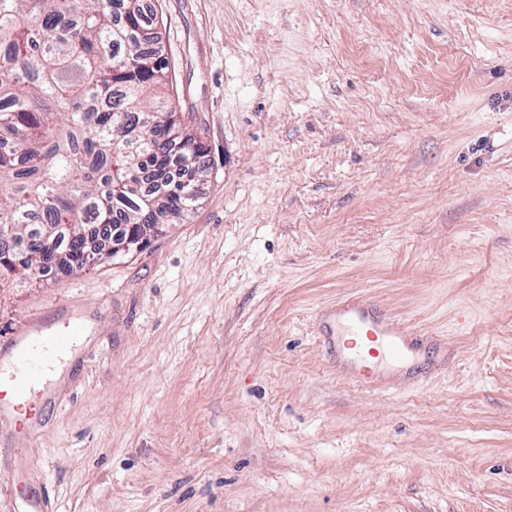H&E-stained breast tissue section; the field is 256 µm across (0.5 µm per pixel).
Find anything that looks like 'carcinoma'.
<instances>
[{
    "mask_svg": "<svg viewBox=\"0 0 512 512\" xmlns=\"http://www.w3.org/2000/svg\"><path fill=\"white\" fill-rule=\"evenodd\" d=\"M143 0H0V278L94 260L87 235L197 205L206 147L176 128Z\"/></svg>",
    "mask_w": 512,
    "mask_h": 512,
    "instance_id": "1",
    "label": "carcinoma"
}]
</instances>
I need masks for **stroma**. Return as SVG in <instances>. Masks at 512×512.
Listing matches in <instances>:
<instances>
[{
  "instance_id": "1",
  "label": "stroma",
  "mask_w": 512,
  "mask_h": 512,
  "mask_svg": "<svg viewBox=\"0 0 512 512\" xmlns=\"http://www.w3.org/2000/svg\"><path fill=\"white\" fill-rule=\"evenodd\" d=\"M148 3L210 174L142 252L0 288V360L89 331L0 422V499L512 512V0ZM352 293L439 342L353 383Z\"/></svg>"
}]
</instances>
